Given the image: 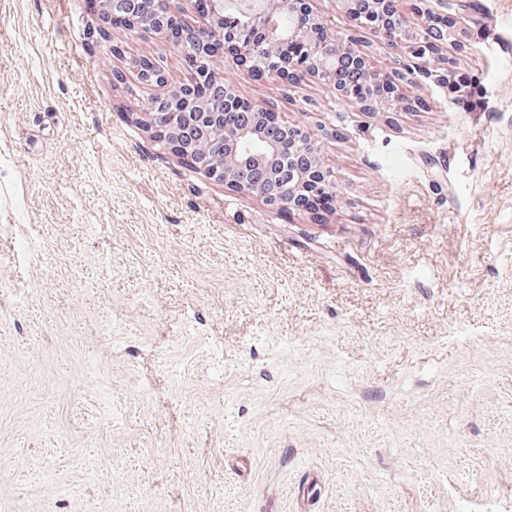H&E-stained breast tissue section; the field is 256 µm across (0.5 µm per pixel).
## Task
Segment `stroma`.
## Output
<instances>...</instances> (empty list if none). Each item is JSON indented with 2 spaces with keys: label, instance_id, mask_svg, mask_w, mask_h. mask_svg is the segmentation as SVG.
I'll return each mask as SVG.
<instances>
[{
  "label": "stroma",
  "instance_id": "35a3bbf8",
  "mask_svg": "<svg viewBox=\"0 0 512 512\" xmlns=\"http://www.w3.org/2000/svg\"><path fill=\"white\" fill-rule=\"evenodd\" d=\"M457 18L462 111L225 85L311 135L321 217L143 122L181 47L85 0H0V512H512V0ZM148 58L166 82L137 78ZM479 81L476 76L467 73H455L451 80H448V89L460 106L468 111H473L480 105Z\"/></svg>",
  "mask_w": 512,
  "mask_h": 512
}]
</instances>
